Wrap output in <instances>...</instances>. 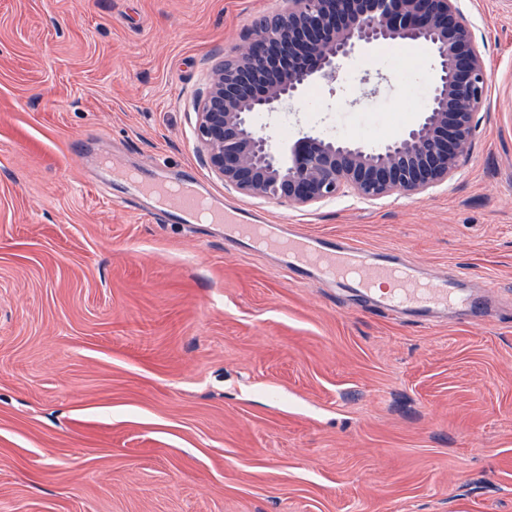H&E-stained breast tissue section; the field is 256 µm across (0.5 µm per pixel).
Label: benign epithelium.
Returning <instances> with one entry per match:
<instances>
[{
  "instance_id": "benign-epithelium-1",
  "label": "benign epithelium",
  "mask_w": 512,
  "mask_h": 512,
  "mask_svg": "<svg viewBox=\"0 0 512 512\" xmlns=\"http://www.w3.org/2000/svg\"><path fill=\"white\" fill-rule=\"evenodd\" d=\"M458 0H283L247 48L215 71L196 106L198 143L211 171L242 195L308 207L343 192L366 200L419 195L450 179L471 149L485 101L482 54ZM400 40L436 60L418 121L378 147L304 135L287 158L254 123L298 100L312 82L333 85L357 48Z\"/></svg>"
}]
</instances>
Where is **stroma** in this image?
<instances>
[{"label":"stroma","mask_w":512,"mask_h":512,"mask_svg":"<svg viewBox=\"0 0 512 512\" xmlns=\"http://www.w3.org/2000/svg\"><path fill=\"white\" fill-rule=\"evenodd\" d=\"M488 91L424 195L292 208L205 163L195 105L269 0H0V512H512V0H459ZM386 44L309 84L272 145L400 137L432 84ZM100 154L272 224L471 274L491 308L396 320L146 220Z\"/></svg>","instance_id":"35a3bbf8"}]
</instances>
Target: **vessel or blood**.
<instances>
[{"mask_svg":"<svg viewBox=\"0 0 512 512\" xmlns=\"http://www.w3.org/2000/svg\"><path fill=\"white\" fill-rule=\"evenodd\" d=\"M131 196L152 195L156 221L185 227L198 220L223 226L225 243L250 253H268L277 268L301 282H337L361 301L382 305L399 316L426 318L437 312L473 315L481 296L452 287L444 280H423L400 249L373 250L357 241L297 231L288 224H244L236 208L206 205L203 196L184 183L157 184L145 174L119 172Z\"/></svg>","mask_w":512,"mask_h":512,"instance_id":"vessel-or-blood-1","label":"vessel or blood"}]
</instances>
